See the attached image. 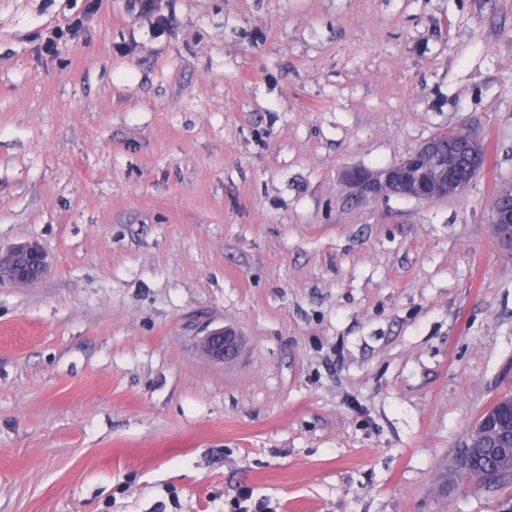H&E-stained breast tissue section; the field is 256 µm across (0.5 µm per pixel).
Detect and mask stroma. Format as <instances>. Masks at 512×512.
<instances>
[{
	"mask_svg": "<svg viewBox=\"0 0 512 512\" xmlns=\"http://www.w3.org/2000/svg\"><path fill=\"white\" fill-rule=\"evenodd\" d=\"M465 120L464 192L344 186ZM505 179L512 0H0V248L50 260L0 282V512H512L448 478L512 392ZM489 222L500 245L512 250V182L496 184L491 205ZM49 269L48 255L36 242L22 243L0 249V280L6 279L12 284L34 286L38 284ZM202 339L210 357L215 361L223 362L236 352L234 335L223 327L208 331Z\"/></svg>",
	"mask_w": 512,
	"mask_h": 512,
	"instance_id": "obj_1",
	"label": "stroma"
}]
</instances>
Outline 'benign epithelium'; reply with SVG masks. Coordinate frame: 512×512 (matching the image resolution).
Wrapping results in <instances>:
<instances>
[{"label":"benign epithelium","mask_w":512,"mask_h":512,"mask_svg":"<svg viewBox=\"0 0 512 512\" xmlns=\"http://www.w3.org/2000/svg\"><path fill=\"white\" fill-rule=\"evenodd\" d=\"M488 166V151L475 130L463 126L440 132L412 153L385 168H347L342 180L351 194L396 196L421 202L446 200L462 193L474 175ZM489 222L500 245L512 250V182L496 184ZM49 269L48 255L36 242L0 249V280L15 285L34 286ZM210 357L218 362L236 352L235 337L227 329L216 328L203 336Z\"/></svg>","instance_id":"obj_1"}]
</instances>
